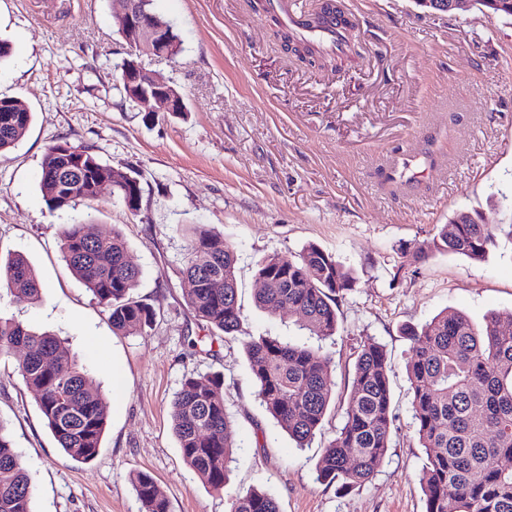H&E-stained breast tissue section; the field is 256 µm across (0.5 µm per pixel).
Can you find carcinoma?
I'll use <instances>...</instances> for the list:
<instances>
[{"instance_id":"obj_1","label":"carcinoma","mask_w":512,"mask_h":512,"mask_svg":"<svg viewBox=\"0 0 512 512\" xmlns=\"http://www.w3.org/2000/svg\"><path fill=\"white\" fill-rule=\"evenodd\" d=\"M475 5L487 14L512 16V0H475ZM333 16L354 28L337 0H324L308 27ZM280 37L295 45L302 60L325 58L326 51L315 42L286 28ZM0 103L12 108L0 111L2 153L23 139L33 113L17 97H0ZM64 145L49 146L41 161L40 190L54 209L97 198L107 169L88 147H73L72 160H65ZM505 227L512 237V224H483L478 215L460 211L432 242L409 256L417 262L434 249L482 262ZM60 249L71 272L108 311L114 331L142 333L150 327L155 312L135 296L141 272L127 260L118 225L91 237L81 222L64 224ZM237 260L222 234L202 225L189 227L181 269L193 285L186 305L213 343H225L239 331ZM257 276L266 282L255 296L259 308L274 316L297 315L299 326L319 341L336 334L337 301L352 288L353 276L334 256L314 244L295 259L272 253L258 264ZM0 286L19 302L36 300L41 293L32 266L19 253L0 261ZM511 326L512 310L490 313L478 330L464 312L446 308L419 328H404L412 343L406 370L413 417L427 456L420 478L426 512H512V332L504 331ZM242 345L260 404L298 446L307 445L334 398L331 356L319 345L276 336H251ZM16 352L21 353V381L34 394L59 448L75 462L93 461L108 406L87 383L86 371L54 333L0 316V356ZM354 354L343 424L315 467L317 480L343 492L374 477L391 448L396 422L386 351L367 340ZM171 423L183 461L204 484L223 489L236 448L224 407L223 374L185 377L171 402ZM131 482L142 512H171L150 475L139 472ZM33 496L32 478L0 422V512H33ZM230 512H280V507L269 493L252 489L231 496Z\"/></svg>"}]
</instances>
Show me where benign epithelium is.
Instances as JSON below:
<instances>
[{
    "instance_id": "1",
    "label": "benign epithelium",
    "mask_w": 512,
    "mask_h": 512,
    "mask_svg": "<svg viewBox=\"0 0 512 512\" xmlns=\"http://www.w3.org/2000/svg\"><path fill=\"white\" fill-rule=\"evenodd\" d=\"M426 8L440 13L461 10L468 0H419ZM147 0H113L112 16L121 22L120 37L127 46V57L123 58L121 84L137 105L154 103L161 112H183L186 110L183 96L176 93L168 80L158 72L146 69L139 58L151 56L172 59L177 40L172 30L157 24L146 10ZM126 191L128 210L137 213L142 206V190L139 181L130 174L122 173L120 179Z\"/></svg>"
}]
</instances>
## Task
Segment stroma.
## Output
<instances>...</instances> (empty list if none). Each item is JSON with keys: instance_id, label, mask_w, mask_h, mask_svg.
<instances>
[{"instance_id": "1", "label": "stroma", "mask_w": 512, "mask_h": 512, "mask_svg": "<svg viewBox=\"0 0 512 512\" xmlns=\"http://www.w3.org/2000/svg\"><path fill=\"white\" fill-rule=\"evenodd\" d=\"M341 3L355 23L354 47L336 66L311 68L283 50L278 19L253 0H153L183 51L142 63L180 89L187 110L150 119L114 85L126 47L112 0H0V39L12 46L0 61V97L21 98L34 114L24 138L0 154V257L23 254L42 288L36 303L1 295L0 315L64 338L109 408L98 456L73 462L16 356L0 358V422L31 475L34 512H142L130 481L138 472L154 477L171 512H229L230 494L253 488L281 512H425L403 328L448 307L478 326L512 310V238L499 235L480 263L432 251L410 264L403 254L460 211L486 224L512 220V17L433 14L414 0ZM61 140L137 176L141 211L130 213L107 188L92 204L50 208L41 161ZM75 219L93 232L121 226L141 271L135 294L156 311L146 333L114 332L68 268L59 233ZM191 224L220 232L237 251L243 336L307 339L291 317L254 303L267 254L291 258L313 243L351 269L339 330L325 343L340 402L311 447H297L260 406L240 340H202L179 273ZM367 339L390 360L397 427L374 478L344 493L317 481L315 466L342 425L353 349ZM116 365L126 375L119 393ZM212 371L224 375L237 442L221 491L184 463L170 417L185 376Z\"/></svg>"}]
</instances>
